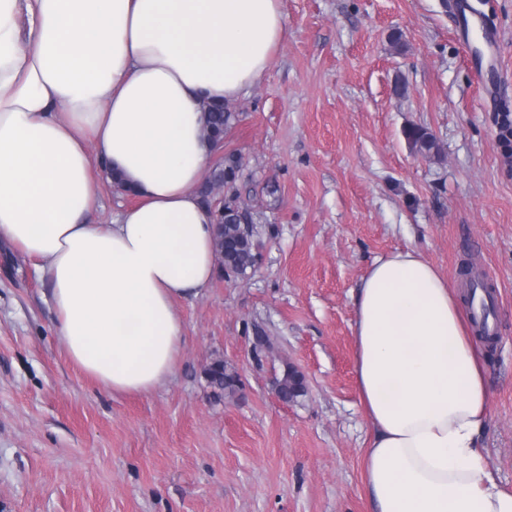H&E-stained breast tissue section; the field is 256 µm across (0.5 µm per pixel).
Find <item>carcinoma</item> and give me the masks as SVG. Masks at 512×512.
Listing matches in <instances>:
<instances>
[{"instance_id": "cac0c4a2", "label": "carcinoma", "mask_w": 512, "mask_h": 512, "mask_svg": "<svg viewBox=\"0 0 512 512\" xmlns=\"http://www.w3.org/2000/svg\"><path fill=\"white\" fill-rule=\"evenodd\" d=\"M236 120L234 112L224 105H215L208 112L207 132L213 140L224 139V132L231 127ZM407 138L413 148L428 154L435 149V141L432 135L422 127H412L407 131ZM239 159L230 154L217 164L210 172L208 178L200 187V195L206 205H211L207 192L208 185L212 182L224 183V211L217 213L216 227V252L220 257L221 269L227 275L244 276L247 271L255 270L258 259V243L254 239L253 231L242 229L239 216L242 212L240 194L236 188ZM208 386L213 389L215 395L231 397L239 385L237 372L228 367L222 359L213 360L204 370ZM279 395L292 401L303 395L305 385L300 373L295 370H287L279 381Z\"/></svg>"}]
</instances>
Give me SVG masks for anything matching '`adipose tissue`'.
I'll use <instances>...</instances> for the list:
<instances>
[{
	"label": "adipose tissue",
	"instance_id": "adipose-tissue-1",
	"mask_svg": "<svg viewBox=\"0 0 512 512\" xmlns=\"http://www.w3.org/2000/svg\"><path fill=\"white\" fill-rule=\"evenodd\" d=\"M286 34L282 0H0V240L47 275L59 344L113 395L175 372L179 304L217 268L204 105L260 82ZM106 166L135 202L91 224ZM461 304L413 248L356 292L373 512H512L480 446L487 360Z\"/></svg>",
	"mask_w": 512,
	"mask_h": 512
}]
</instances>
